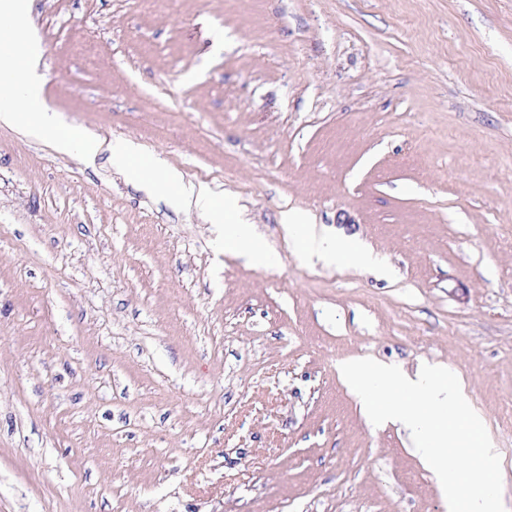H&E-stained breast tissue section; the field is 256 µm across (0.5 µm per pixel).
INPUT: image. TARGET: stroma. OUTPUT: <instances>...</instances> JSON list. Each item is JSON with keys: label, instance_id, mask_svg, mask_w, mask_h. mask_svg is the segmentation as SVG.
<instances>
[{"label": "stroma", "instance_id": "35a3bbf8", "mask_svg": "<svg viewBox=\"0 0 512 512\" xmlns=\"http://www.w3.org/2000/svg\"><path fill=\"white\" fill-rule=\"evenodd\" d=\"M47 104L278 264L0 124V512H448L351 357L463 383L512 508V0H34ZM296 210L379 266L303 261Z\"/></svg>", "mask_w": 512, "mask_h": 512}]
</instances>
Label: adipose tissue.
Wrapping results in <instances>:
<instances>
[{
  "label": "adipose tissue",
  "mask_w": 512,
  "mask_h": 512,
  "mask_svg": "<svg viewBox=\"0 0 512 512\" xmlns=\"http://www.w3.org/2000/svg\"><path fill=\"white\" fill-rule=\"evenodd\" d=\"M282 222L302 256H317L329 266L350 264L370 267L379 263L378 258L362 247L359 242L337 241L318 231L315 225L309 224L300 212L291 211L284 214Z\"/></svg>",
  "instance_id": "ef3b65f1"
}]
</instances>
